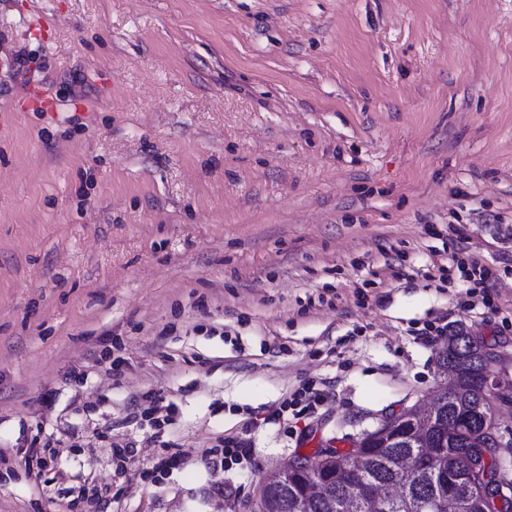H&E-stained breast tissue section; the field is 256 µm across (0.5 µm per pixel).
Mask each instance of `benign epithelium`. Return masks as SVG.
<instances>
[{"mask_svg": "<svg viewBox=\"0 0 512 512\" xmlns=\"http://www.w3.org/2000/svg\"><path fill=\"white\" fill-rule=\"evenodd\" d=\"M445 349L458 357L472 362L482 373L480 422L475 430L480 452L485 464H490L499 455V449L511 448L512 438L498 431V412L503 405L512 407V378L488 374L491 364L501 361V356L486 343L473 335L448 337ZM445 390L423 405H416L399 413L384 415L376 428L364 431L349 441L346 448L339 447L337 438L329 440L312 454H299L279 470L277 477L285 475H307L310 480L292 503L290 512H310L312 502L334 495V484L323 475L346 474L353 478L349 494L366 507L368 512L384 507L402 493L400 485L373 480L369 476L370 461L367 449L390 448L406 442L416 453L404 458L401 465L410 472L418 471L422 465L434 461L435 427L440 398L448 395ZM436 477L440 487L443 512H465L485 502L491 512H498L505 501H512V481L498 470L495 477L490 472H479V465L469 462L460 468L453 458L448 464L436 466ZM274 479H266L261 485L257 504L253 512H279L271 498L269 485Z\"/></svg>", "mask_w": 512, "mask_h": 512, "instance_id": "7a95c632", "label": "benign epithelium"}]
</instances>
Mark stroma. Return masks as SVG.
Instances as JSON below:
<instances>
[{"instance_id": "obj_1", "label": "stroma", "mask_w": 512, "mask_h": 512, "mask_svg": "<svg viewBox=\"0 0 512 512\" xmlns=\"http://www.w3.org/2000/svg\"><path fill=\"white\" fill-rule=\"evenodd\" d=\"M443 316L512 374V0H0V512H250Z\"/></svg>"}]
</instances>
